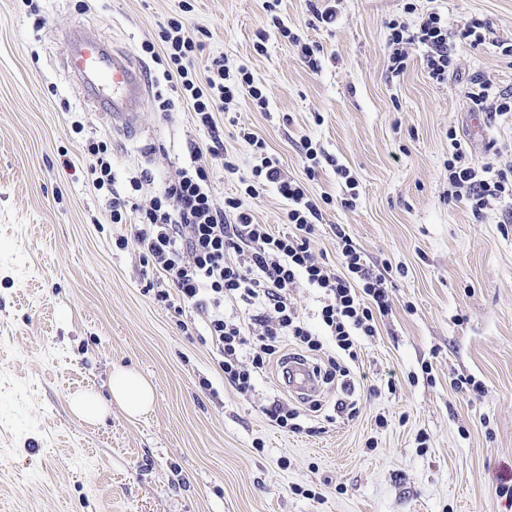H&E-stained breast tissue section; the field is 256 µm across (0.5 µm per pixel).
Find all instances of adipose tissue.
Segmentation results:
<instances>
[{
  "label": "adipose tissue",
  "instance_id": "obj_1",
  "mask_svg": "<svg viewBox=\"0 0 512 512\" xmlns=\"http://www.w3.org/2000/svg\"><path fill=\"white\" fill-rule=\"evenodd\" d=\"M111 402H104L95 394L82 393L70 400L73 413L85 421L100 419L110 404H118L129 416H141L149 412L154 404L152 385L137 373L118 369L112 374L110 382Z\"/></svg>",
  "mask_w": 512,
  "mask_h": 512
}]
</instances>
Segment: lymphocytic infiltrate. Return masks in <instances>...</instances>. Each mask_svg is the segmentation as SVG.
<instances>
[{
	"instance_id": "1",
	"label": "lymphocytic infiltrate",
	"mask_w": 512,
	"mask_h": 512,
	"mask_svg": "<svg viewBox=\"0 0 512 512\" xmlns=\"http://www.w3.org/2000/svg\"><path fill=\"white\" fill-rule=\"evenodd\" d=\"M388 68L403 73L410 46L424 47L423 68L432 84L448 80L454 57L448 50V25L443 15L430 11L415 24L393 20L388 24ZM166 67L162 77L178 85L190 103L200 127L207 129L213 144L221 136L214 118L235 97L249 98L259 108L268 105L263 89L246 69L230 73L223 59H213L205 73H198L194 57L201 45L188 34L181 20H168L161 35ZM241 139L252 149L254 163L249 177H241L243 195L216 202L209 174L198 163V151L147 202L134 199L141 179L118 189L112 173V152L106 142L89 140V171L93 184L105 195L110 219L130 224L129 237L117 240L120 248L135 246L156 275L155 296L176 313L195 312L204 322L224 379L239 393L253 389L254 371L271 361L285 360L283 337H292L299 349L317 352L323 343L292 303L295 288L308 286L322 296L318 316L324 332L332 336L335 355L328 358L327 376L346 372V360L357 357L361 337L377 332L376 320L388 315L391 302L383 273L367 264L362 252L344 230H337L339 269L319 261L312 246L315 226L322 218V204L331 196L315 200L309 182L319 177L315 166L317 146L303 139L307 161L305 180L288 178L266 144L251 132ZM452 148L448 181L480 213L489 199L512 193V179L494 173L491 164L473 162L456 133H449ZM275 188L286 201L278 223L254 222L244 207V197H259L265 188ZM259 308L254 322L224 314L225 304Z\"/></svg>"
}]
</instances>
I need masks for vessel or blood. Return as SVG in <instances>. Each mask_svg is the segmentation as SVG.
<instances>
[{
	"instance_id": "vessel-or-blood-1",
	"label": "vessel or blood",
	"mask_w": 512,
	"mask_h": 512,
	"mask_svg": "<svg viewBox=\"0 0 512 512\" xmlns=\"http://www.w3.org/2000/svg\"><path fill=\"white\" fill-rule=\"evenodd\" d=\"M66 65L82 91H110L107 112L113 130L136 131L147 88L129 56L110 50L90 33L73 31L66 38ZM284 381L291 393L303 399L319 390L313 367L299 357L288 359Z\"/></svg>"
}]
</instances>
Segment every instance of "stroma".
I'll return each instance as SVG.
<instances>
[{"instance_id":"35a3bbf8","label":"stroma","mask_w":512,"mask_h":512,"mask_svg":"<svg viewBox=\"0 0 512 512\" xmlns=\"http://www.w3.org/2000/svg\"><path fill=\"white\" fill-rule=\"evenodd\" d=\"M405 3L339 0L327 29L312 26L310 0H0V512H512L496 493L512 485V198L476 214L448 185L452 130L473 160L512 173V112L463 104L478 76L512 93V0H415L449 32L484 24L440 86L421 47L404 73L387 68V24ZM173 17L203 43L198 69L223 58L267 93V109L238 97L217 120L236 175L176 89H162L175 110L148 97L128 137L65 67L63 37L80 29L161 76L141 46ZM292 32L320 45L318 69ZM242 126L296 180L303 138L324 149L309 185L333 199L313 242L320 261L338 268L340 227L389 269L391 313L311 402L289 394L277 363L248 395L225 383L204 323L180 329L147 290L151 266L116 247L130 228L112 223L82 148L111 144L118 184L144 176V200L196 144L220 202L251 170ZM340 166L357 183L351 208ZM117 367L152 383L153 410L78 419L71 395L108 397ZM277 401L300 432L264 418Z\"/></svg>"}]
</instances>
